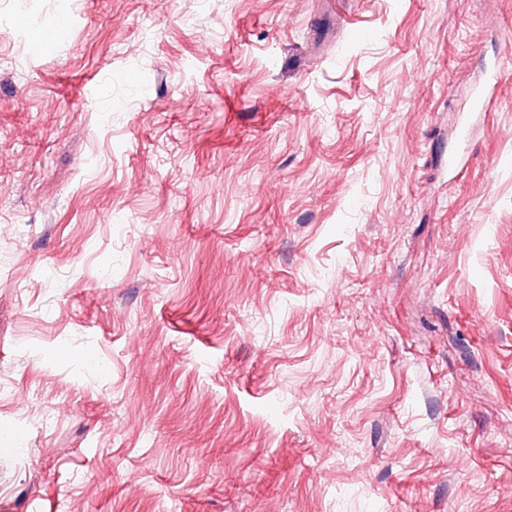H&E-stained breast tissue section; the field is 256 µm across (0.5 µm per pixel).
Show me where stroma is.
Wrapping results in <instances>:
<instances>
[{"label": "stroma", "instance_id": "stroma-1", "mask_svg": "<svg viewBox=\"0 0 512 512\" xmlns=\"http://www.w3.org/2000/svg\"><path fill=\"white\" fill-rule=\"evenodd\" d=\"M336 2L0 0V512H512V0Z\"/></svg>", "mask_w": 512, "mask_h": 512}]
</instances>
